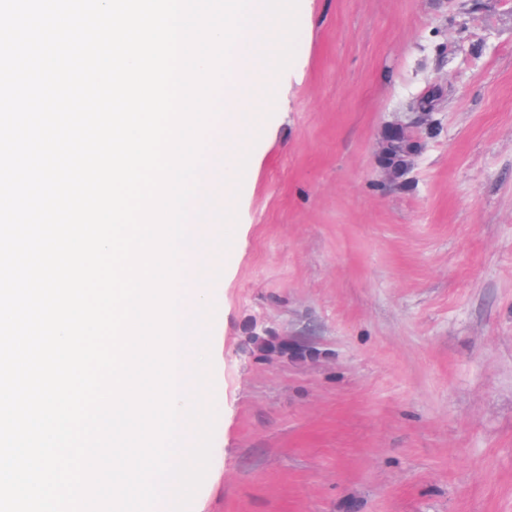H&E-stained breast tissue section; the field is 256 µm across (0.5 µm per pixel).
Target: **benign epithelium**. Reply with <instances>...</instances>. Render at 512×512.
<instances>
[{"label": "benign epithelium", "mask_w": 512, "mask_h": 512, "mask_svg": "<svg viewBox=\"0 0 512 512\" xmlns=\"http://www.w3.org/2000/svg\"><path fill=\"white\" fill-rule=\"evenodd\" d=\"M440 93V88H430L418 99L405 119L385 127L378 156H388L393 160L391 168L383 169L390 179L395 180L409 172V160L422 149L425 138L434 133L433 114Z\"/></svg>", "instance_id": "1"}]
</instances>
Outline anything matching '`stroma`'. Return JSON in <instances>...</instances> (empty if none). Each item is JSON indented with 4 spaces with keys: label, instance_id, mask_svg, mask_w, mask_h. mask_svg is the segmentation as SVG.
Listing matches in <instances>:
<instances>
[{
    "label": "stroma",
    "instance_id": "stroma-1",
    "mask_svg": "<svg viewBox=\"0 0 512 512\" xmlns=\"http://www.w3.org/2000/svg\"><path fill=\"white\" fill-rule=\"evenodd\" d=\"M434 86L439 130L390 181L383 128ZM275 90L196 512H512V0H300Z\"/></svg>",
    "mask_w": 512,
    "mask_h": 512
}]
</instances>
